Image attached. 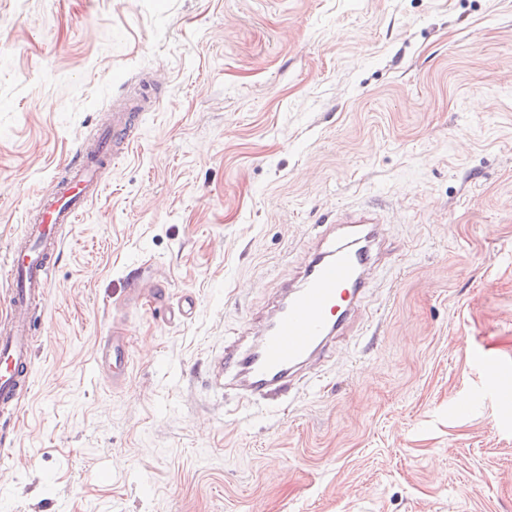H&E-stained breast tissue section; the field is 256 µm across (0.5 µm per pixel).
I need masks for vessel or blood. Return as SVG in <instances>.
Masks as SVG:
<instances>
[{"label":"vessel or blood","instance_id":"vessel-or-blood-1","mask_svg":"<svg viewBox=\"0 0 512 512\" xmlns=\"http://www.w3.org/2000/svg\"><path fill=\"white\" fill-rule=\"evenodd\" d=\"M128 120L125 112L113 117L107 139L94 152L83 154L71 177L39 208L28 227V246L16 245L10 251L16 284L8 314L0 319L1 407L18 404L22 389L31 383L34 338L26 314L30 304L44 296L60 251L54 228L76 223L86 203L101 194L103 186L96 173L114 160L110 147L126 140ZM384 244L382 220L373 210L357 211L339 230L326 225L299 281L286 289L259 337L246 347L224 350V375L232 379L241 396L282 398L304 367L325 357L336 338L347 335ZM126 347L125 337L112 336L98 346L96 360L122 362ZM474 361L490 372L489 384L497 402L511 404L512 366L484 352Z\"/></svg>","mask_w":512,"mask_h":512}]
</instances>
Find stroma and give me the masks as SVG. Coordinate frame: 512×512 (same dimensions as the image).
I'll use <instances>...</instances> for the list:
<instances>
[{"label":"stroma","mask_w":512,"mask_h":512,"mask_svg":"<svg viewBox=\"0 0 512 512\" xmlns=\"http://www.w3.org/2000/svg\"><path fill=\"white\" fill-rule=\"evenodd\" d=\"M127 102L30 308L0 512H512V406L471 359L512 362V0H0V313ZM361 207L387 249L348 335L285 399L225 391V346ZM126 336H110L104 345H99L96 350V363L113 362L121 363L126 354Z\"/></svg>","instance_id":"35a3bbf8"}]
</instances>
